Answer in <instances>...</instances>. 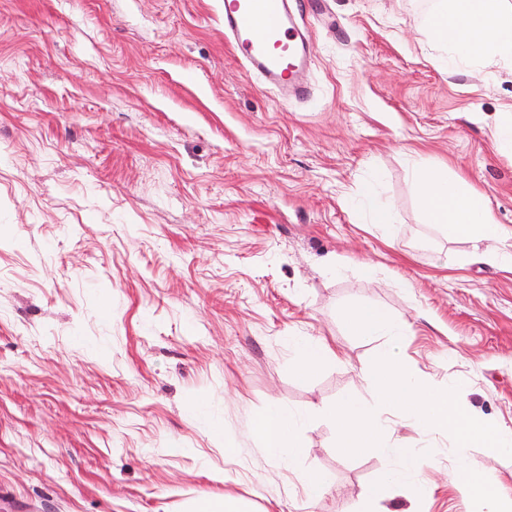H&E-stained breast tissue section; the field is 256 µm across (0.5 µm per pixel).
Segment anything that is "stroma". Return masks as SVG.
I'll return each instance as SVG.
<instances>
[{
	"instance_id": "1",
	"label": "stroma",
	"mask_w": 512,
	"mask_h": 512,
	"mask_svg": "<svg viewBox=\"0 0 512 512\" xmlns=\"http://www.w3.org/2000/svg\"><path fill=\"white\" fill-rule=\"evenodd\" d=\"M435 2L300 0L309 95L286 100L225 43L224 0H0V512H356L387 461L341 456L320 414L350 391L381 409L356 368L384 340L349 334L352 304L512 426V271L425 224L412 179L443 167L512 227L491 144L512 66L444 69ZM369 186L389 228L357 219ZM292 336L342 359L302 377ZM276 404L309 419L292 469L253 429ZM395 435L424 491L383 512H468L447 434ZM301 469L333 482L308 498ZM190 512H246L234 499H211L204 498L197 500L191 505Z\"/></svg>"
}]
</instances>
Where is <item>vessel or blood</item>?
Returning <instances> with one entry per match:
<instances>
[{
	"label": "vessel or blood",
	"instance_id": "b4317fda",
	"mask_svg": "<svg viewBox=\"0 0 512 512\" xmlns=\"http://www.w3.org/2000/svg\"><path fill=\"white\" fill-rule=\"evenodd\" d=\"M224 39L265 85L282 94L304 95L295 83L308 61L296 0H224Z\"/></svg>",
	"mask_w": 512,
	"mask_h": 512
}]
</instances>
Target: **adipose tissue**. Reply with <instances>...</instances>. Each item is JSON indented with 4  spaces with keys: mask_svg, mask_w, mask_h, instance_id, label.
I'll return each mask as SVG.
<instances>
[{
    "mask_svg": "<svg viewBox=\"0 0 512 512\" xmlns=\"http://www.w3.org/2000/svg\"><path fill=\"white\" fill-rule=\"evenodd\" d=\"M431 39L448 50L447 67L465 60L491 57L512 63V0H441L429 17ZM426 223L437 227L448 240L473 242L472 258L479 263L512 269V253L498 245L512 239V228L497 223L488 198L442 168L416 164L412 172ZM293 364L304 376L315 373L338 353L325 341L307 336L292 339ZM305 418L282 406L257 416L254 432L271 459L290 463L306 455Z\"/></svg>",
    "mask_w": 512,
    "mask_h": 512,
    "instance_id": "adipose-tissue-1",
    "label": "adipose tissue"
}]
</instances>
